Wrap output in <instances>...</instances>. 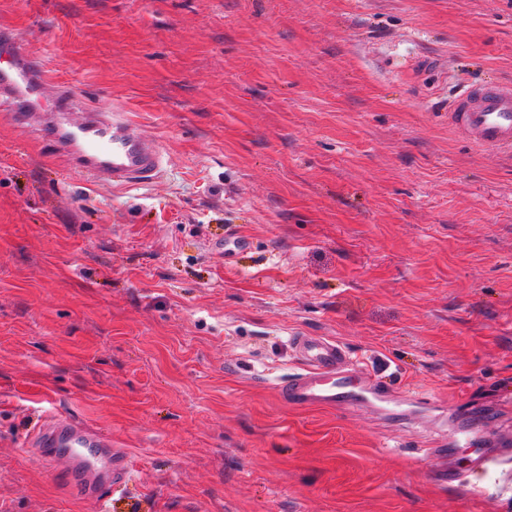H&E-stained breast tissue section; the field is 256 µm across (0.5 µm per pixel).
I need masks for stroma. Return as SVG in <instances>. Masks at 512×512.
I'll use <instances>...</instances> for the list:
<instances>
[{
	"label": "stroma",
	"mask_w": 512,
	"mask_h": 512,
	"mask_svg": "<svg viewBox=\"0 0 512 512\" xmlns=\"http://www.w3.org/2000/svg\"><path fill=\"white\" fill-rule=\"evenodd\" d=\"M4 32L163 169L95 184L0 107V512H512V462L453 442L512 437V153L448 124L512 81V0H0ZM300 335L425 404L289 405ZM53 413L129 479L81 496ZM33 444L43 448H100L104 461L105 477L101 484L82 487L88 495H96L103 485H117L128 478L127 464L112 454V442L87 425L59 417L38 426L33 433Z\"/></svg>",
	"instance_id": "1"
}]
</instances>
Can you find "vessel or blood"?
<instances>
[{
    "label": "vessel or blood",
    "instance_id": "obj_1",
    "mask_svg": "<svg viewBox=\"0 0 512 512\" xmlns=\"http://www.w3.org/2000/svg\"><path fill=\"white\" fill-rule=\"evenodd\" d=\"M44 68L24 42L0 44V101L10 104L18 123H39L53 148L69 158L94 182L106 186H132L158 177L163 156L131 132L122 115L102 112L79 100L73 89L59 87L60 111L80 113L79 122L52 120L42 111ZM451 125L476 146L512 151V84L475 83L463 89L448 107ZM302 361L301 372L285 382L281 391L297 407L371 406L385 409L393 394L380 382L363 377L338 341L301 336L294 340ZM37 448H70L76 463H84L83 449L102 451L104 481L125 482L127 464L112 452V443L85 424L65 417L38 426L33 433Z\"/></svg>",
    "mask_w": 512,
    "mask_h": 512
}]
</instances>
